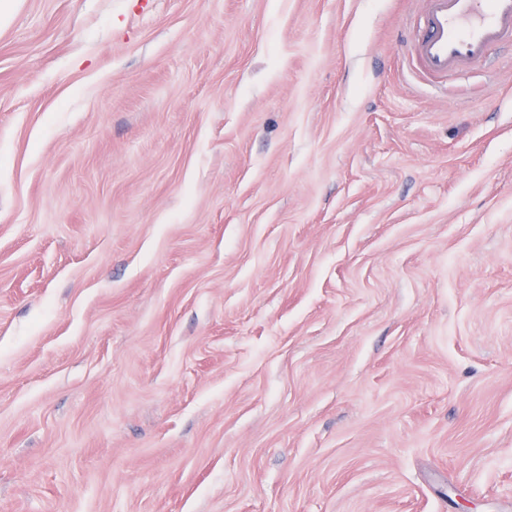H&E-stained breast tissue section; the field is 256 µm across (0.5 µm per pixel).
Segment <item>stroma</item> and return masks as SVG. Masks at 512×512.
I'll return each instance as SVG.
<instances>
[{
  "mask_svg": "<svg viewBox=\"0 0 512 512\" xmlns=\"http://www.w3.org/2000/svg\"><path fill=\"white\" fill-rule=\"evenodd\" d=\"M419 12L0 21V512H512V47ZM423 25L410 48L420 71L436 79L485 59L512 42V0H423Z\"/></svg>",
  "mask_w": 512,
  "mask_h": 512,
  "instance_id": "1",
  "label": "stroma"
}]
</instances>
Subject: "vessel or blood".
<instances>
[{
  "mask_svg": "<svg viewBox=\"0 0 512 512\" xmlns=\"http://www.w3.org/2000/svg\"><path fill=\"white\" fill-rule=\"evenodd\" d=\"M423 24L410 48L420 71L436 79L485 59L512 42V0H423Z\"/></svg>",
  "mask_w": 512,
  "mask_h": 512,
  "instance_id": "b4317fda",
  "label": "vessel or blood"
}]
</instances>
